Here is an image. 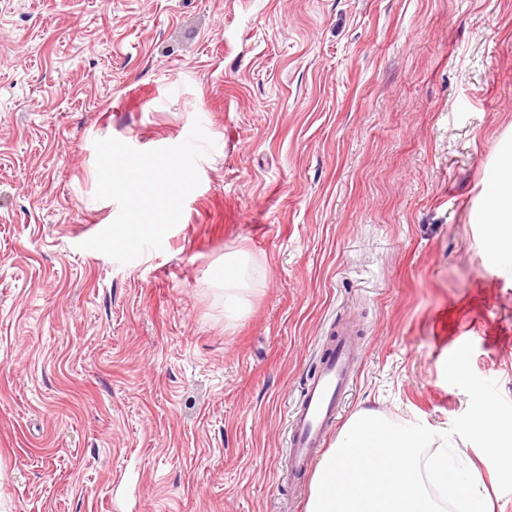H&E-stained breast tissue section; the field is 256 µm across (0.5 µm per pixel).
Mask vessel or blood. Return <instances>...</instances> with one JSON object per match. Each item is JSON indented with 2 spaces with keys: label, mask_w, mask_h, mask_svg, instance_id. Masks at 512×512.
<instances>
[{
  "label": "vessel or blood",
  "mask_w": 512,
  "mask_h": 512,
  "mask_svg": "<svg viewBox=\"0 0 512 512\" xmlns=\"http://www.w3.org/2000/svg\"><path fill=\"white\" fill-rule=\"evenodd\" d=\"M359 358L355 331L348 324L340 326L321 346L318 366L287 415L288 471L294 480L306 475L325 447L328 433L342 412Z\"/></svg>",
  "instance_id": "vessel-or-blood-1"
}]
</instances>
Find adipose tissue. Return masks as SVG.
Segmentation results:
<instances>
[{
    "label": "adipose tissue",
    "instance_id": "adipose-tissue-1",
    "mask_svg": "<svg viewBox=\"0 0 512 512\" xmlns=\"http://www.w3.org/2000/svg\"><path fill=\"white\" fill-rule=\"evenodd\" d=\"M481 224L485 227V254L494 261L512 260V149L503 152L484 195ZM250 289L249 257L236 253L224 260V313L235 318L245 309Z\"/></svg>",
    "mask_w": 512,
    "mask_h": 512
}]
</instances>
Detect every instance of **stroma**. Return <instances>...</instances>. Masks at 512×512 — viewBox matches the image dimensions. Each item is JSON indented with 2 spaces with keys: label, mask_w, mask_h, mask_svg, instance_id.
I'll use <instances>...</instances> for the list:
<instances>
[{
  "label": "stroma",
  "mask_w": 512,
  "mask_h": 512,
  "mask_svg": "<svg viewBox=\"0 0 512 512\" xmlns=\"http://www.w3.org/2000/svg\"><path fill=\"white\" fill-rule=\"evenodd\" d=\"M196 120L214 147L162 250L81 249L119 212L94 141ZM511 145L512 0H0V512H306L284 412L349 319L346 417L447 431L468 341L512 401V267L475 222ZM249 256L236 253L224 258V314L230 318L241 315L245 309V294L251 290Z\"/></svg>",
  "instance_id": "obj_1"
}]
</instances>
